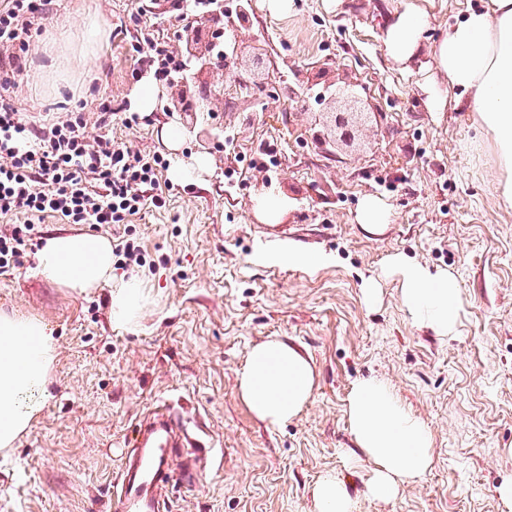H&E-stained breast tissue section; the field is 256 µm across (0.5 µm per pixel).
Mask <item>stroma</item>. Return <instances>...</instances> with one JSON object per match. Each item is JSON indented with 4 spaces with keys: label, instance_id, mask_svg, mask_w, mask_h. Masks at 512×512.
<instances>
[{
    "label": "stroma",
    "instance_id": "stroma-1",
    "mask_svg": "<svg viewBox=\"0 0 512 512\" xmlns=\"http://www.w3.org/2000/svg\"><path fill=\"white\" fill-rule=\"evenodd\" d=\"M221 24L240 51L231 67L252 91L198 113L204 138L183 133L170 148L158 85L144 126L102 125L99 102L136 111L135 36L144 26L179 42L170 0H56L30 52L38 64L10 104L32 121L58 102L82 112L88 138L110 133L170 161L166 208L135 217L146 252L134 272L151 298L131 328L110 320L109 288L82 293L37 272L38 258L0 274V311L39 318L56 338L42 412L0 451V512H108L131 453L135 425L169 401L196 420L218 450L168 454L175 486L168 512H313L312 487L332 472L358 512H507L497 488L512 479V209L497 198L491 137L471 113L433 111L424 84L442 82L430 49L450 20L482 0H430L418 58L394 62L384 32L405 0H223ZM127 34L117 36L116 24ZM353 85L374 111L351 145L331 146L322 123L329 86ZM277 140L276 167L250 168ZM205 158L200 176L175 168ZM289 200L264 223L256 198ZM389 206L392 221L370 234L362 200ZM295 244L330 255L316 267L267 260ZM401 254L455 278L463 306L454 336L420 327L387 272ZM380 294L367 304L364 283ZM277 336L311 358L316 386L304 410L271 428L241 401L238 372L251 347ZM389 384L429 429L433 466L396 498L372 499L371 464L348 423L346 397L361 380Z\"/></svg>",
    "mask_w": 512,
    "mask_h": 512
}]
</instances>
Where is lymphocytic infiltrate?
<instances>
[{
  "label": "lymphocytic infiltrate",
  "mask_w": 512,
  "mask_h": 512,
  "mask_svg": "<svg viewBox=\"0 0 512 512\" xmlns=\"http://www.w3.org/2000/svg\"><path fill=\"white\" fill-rule=\"evenodd\" d=\"M53 0H0V273L16 269L34 253L35 226L47 217L66 224L115 225L123 230L112 255L120 268L145 265L133 236L134 218L165 207L160 179L169 168L159 153H144L112 139L88 140L78 113L37 124L8 100L30 69L29 44L36 26L52 13ZM137 71L171 83L187 70L164 36L136 39Z\"/></svg>",
  "instance_id": "lymphocytic-infiltrate-1"
}]
</instances>
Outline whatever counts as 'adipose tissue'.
Listing matches in <instances>:
<instances>
[{
  "label": "adipose tissue",
  "instance_id": "ef3b65f1",
  "mask_svg": "<svg viewBox=\"0 0 512 512\" xmlns=\"http://www.w3.org/2000/svg\"><path fill=\"white\" fill-rule=\"evenodd\" d=\"M429 15L416 0L385 33L391 58L404 64L420 48ZM432 59L448 77L435 88L431 107L447 98L472 113L492 138L501 172L500 198L512 208V0H483L470 8L435 44ZM112 245L107 238L61 231L41 248L39 268L52 283L83 292L110 290L113 323L135 325L148 292L135 278L114 280ZM389 271L398 277L401 300L413 319L435 335H454L462 309L453 276L403 256L391 257ZM55 359V341L38 319L0 312V449L13 446L41 410ZM316 385L311 358L274 337L255 345L237 377L238 393L251 414L270 427L294 419L311 399ZM346 412L354 441L372 464L368 491L374 499L396 497L433 464L427 427L383 381H361L347 397ZM313 512H355L356 503L334 473H324L312 489Z\"/></svg>",
  "mask_w": 512,
  "mask_h": 512
}]
</instances>
